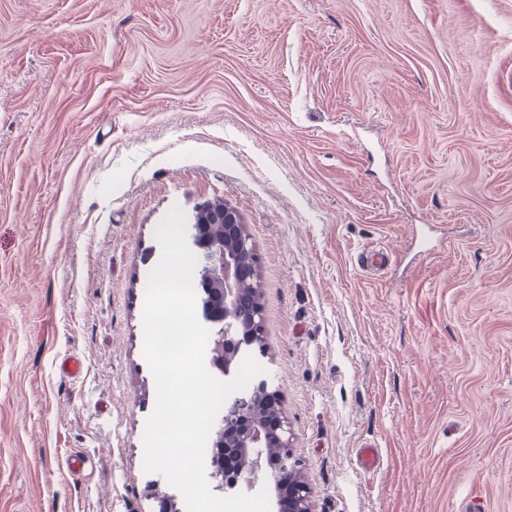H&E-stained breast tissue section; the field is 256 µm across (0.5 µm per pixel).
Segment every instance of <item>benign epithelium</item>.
<instances>
[{"instance_id": "benign-epithelium-1", "label": "benign epithelium", "mask_w": 512, "mask_h": 512, "mask_svg": "<svg viewBox=\"0 0 512 512\" xmlns=\"http://www.w3.org/2000/svg\"><path fill=\"white\" fill-rule=\"evenodd\" d=\"M207 214L206 222L220 225L224 234L202 242L190 237L199 258L206 297L202 301L205 319L218 325L224 336V352L212 364L229 372L241 348L261 341L262 318L252 282L255 276L254 246L242 232L240 215L232 208L219 212L204 205L193 220ZM246 397L258 402L279 404L275 392L264 380L255 382ZM212 477L222 487L251 486L258 481L273 483L278 512H313L311 491L294 461L288 422L280 416L270 421L225 424L224 434L215 438ZM272 448L283 449L274 456Z\"/></svg>"}]
</instances>
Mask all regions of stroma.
Masks as SVG:
<instances>
[{"instance_id":"1","label":"stroma","mask_w":512,"mask_h":512,"mask_svg":"<svg viewBox=\"0 0 512 512\" xmlns=\"http://www.w3.org/2000/svg\"><path fill=\"white\" fill-rule=\"evenodd\" d=\"M216 200L314 512H512V0H0V512H186L142 312Z\"/></svg>"}]
</instances>
